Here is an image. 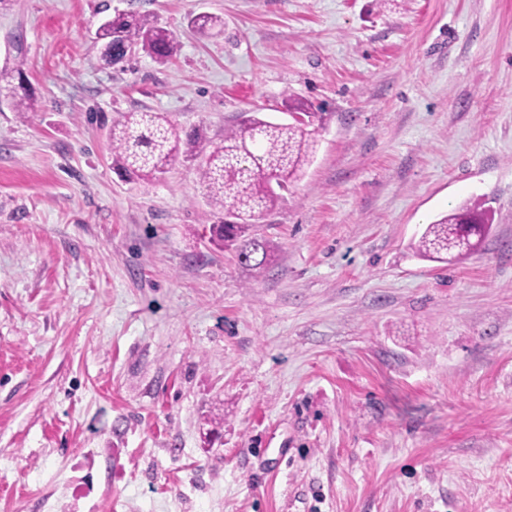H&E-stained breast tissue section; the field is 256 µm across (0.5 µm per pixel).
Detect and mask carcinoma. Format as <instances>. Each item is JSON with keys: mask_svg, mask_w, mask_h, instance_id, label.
Listing matches in <instances>:
<instances>
[{"mask_svg": "<svg viewBox=\"0 0 512 512\" xmlns=\"http://www.w3.org/2000/svg\"><path fill=\"white\" fill-rule=\"evenodd\" d=\"M191 26L200 32L224 26V20L212 14H198ZM100 59L108 66L123 62L130 49H141L166 61L177 51L175 35L145 16L120 15L116 26L100 27ZM0 96L12 100L18 112L31 109L30 95L18 92L8 83L0 85ZM307 120L277 123L258 117L243 120L224 132V139L213 144L194 130L181 140L178 129L157 112H129L112 125V164L119 175L130 180L151 181L182 153L193 158L203 156V185L211 202L224 210L226 220L213 227V233L233 247L239 262L250 263L254 255L261 266L268 259L266 242L258 237L254 221L273 209L278 194L272 187L284 189L300 178L315 151L312 139L315 112ZM489 230L486 213L464 203L427 225L414 244L422 258L446 262L472 251Z\"/></svg>", "mask_w": 512, "mask_h": 512, "instance_id": "1", "label": "carcinoma"}]
</instances>
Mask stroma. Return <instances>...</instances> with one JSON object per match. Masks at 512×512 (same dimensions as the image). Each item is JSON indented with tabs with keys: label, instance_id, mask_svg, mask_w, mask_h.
<instances>
[{
	"label": "stroma",
	"instance_id": "35a3bbf8",
	"mask_svg": "<svg viewBox=\"0 0 512 512\" xmlns=\"http://www.w3.org/2000/svg\"><path fill=\"white\" fill-rule=\"evenodd\" d=\"M148 16L167 62L103 65ZM216 14L206 34L191 16ZM0 512H512V0H7ZM320 112L261 220L215 244L198 161L112 168L124 113L216 142ZM479 248L412 245L462 204ZM100 59L108 66L122 63L130 49L140 48L160 61H166L177 51L175 35L158 26L146 16L120 14V22L100 27Z\"/></svg>",
	"mask_w": 512,
	"mask_h": 512
}]
</instances>
